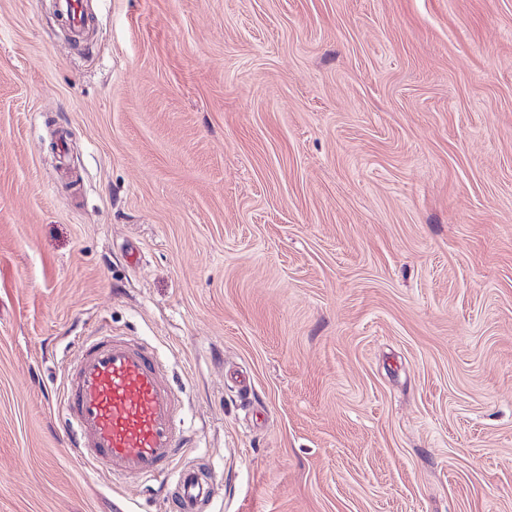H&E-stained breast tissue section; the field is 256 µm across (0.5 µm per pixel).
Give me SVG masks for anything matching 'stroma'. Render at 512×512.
<instances>
[{
	"instance_id": "1",
	"label": "stroma",
	"mask_w": 512,
	"mask_h": 512,
	"mask_svg": "<svg viewBox=\"0 0 512 512\" xmlns=\"http://www.w3.org/2000/svg\"><path fill=\"white\" fill-rule=\"evenodd\" d=\"M0 0V512L85 467L79 338L155 347L212 512H512V0ZM84 0H60V11L67 19L70 29L79 34L85 24Z\"/></svg>"
}]
</instances>
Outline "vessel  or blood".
<instances>
[{"instance_id": "vessel-or-blood-1", "label": "vessel or blood", "mask_w": 512, "mask_h": 512, "mask_svg": "<svg viewBox=\"0 0 512 512\" xmlns=\"http://www.w3.org/2000/svg\"><path fill=\"white\" fill-rule=\"evenodd\" d=\"M73 32L86 24L83 0H60ZM63 410L82 460L112 473L169 478L170 512H206L211 483L197 467H173L182 448L177 391L158 357L121 336L83 337L63 392Z\"/></svg>"}]
</instances>
